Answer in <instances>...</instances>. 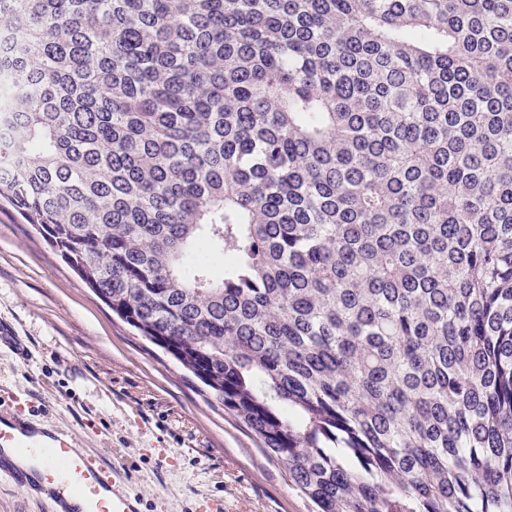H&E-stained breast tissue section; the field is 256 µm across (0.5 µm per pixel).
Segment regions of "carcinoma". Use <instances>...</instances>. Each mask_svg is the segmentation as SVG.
Masks as SVG:
<instances>
[{"instance_id":"cac0c4a2","label":"carcinoma","mask_w":512,"mask_h":512,"mask_svg":"<svg viewBox=\"0 0 512 512\" xmlns=\"http://www.w3.org/2000/svg\"><path fill=\"white\" fill-rule=\"evenodd\" d=\"M0 196L317 512H512V0H0Z\"/></svg>"}]
</instances>
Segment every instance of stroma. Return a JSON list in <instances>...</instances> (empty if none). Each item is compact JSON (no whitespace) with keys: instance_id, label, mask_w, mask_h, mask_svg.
<instances>
[{"instance_id":"1","label":"stroma","mask_w":512,"mask_h":512,"mask_svg":"<svg viewBox=\"0 0 512 512\" xmlns=\"http://www.w3.org/2000/svg\"><path fill=\"white\" fill-rule=\"evenodd\" d=\"M0 386L37 395L53 425L121 463L142 512H314L283 466L179 362L133 330L0 197Z\"/></svg>"}]
</instances>
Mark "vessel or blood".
Here are the masks:
<instances>
[{"label":"vessel or blood","instance_id":"b4317fda","mask_svg":"<svg viewBox=\"0 0 512 512\" xmlns=\"http://www.w3.org/2000/svg\"><path fill=\"white\" fill-rule=\"evenodd\" d=\"M34 396L0 387V479L46 498L50 512H141L123 467L89 454L72 431L47 428Z\"/></svg>","mask_w":512,"mask_h":512}]
</instances>
